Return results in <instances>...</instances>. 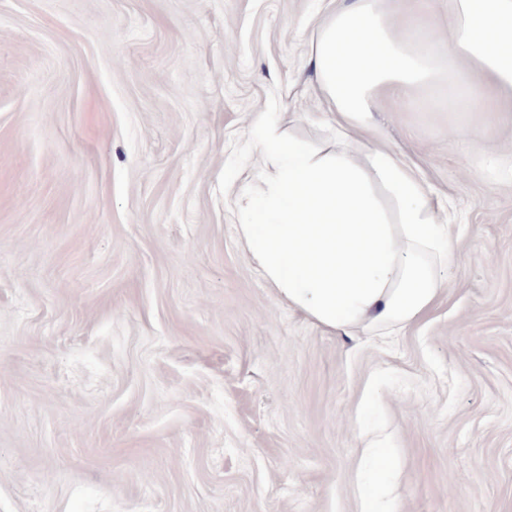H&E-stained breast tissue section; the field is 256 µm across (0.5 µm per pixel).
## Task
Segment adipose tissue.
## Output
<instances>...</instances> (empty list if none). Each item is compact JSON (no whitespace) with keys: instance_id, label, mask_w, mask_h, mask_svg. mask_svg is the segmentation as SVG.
Instances as JSON below:
<instances>
[{"instance_id":"1","label":"adipose tissue","mask_w":512,"mask_h":512,"mask_svg":"<svg viewBox=\"0 0 512 512\" xmlns=\"http://www.w3.org/2000/svg\"><path fill=\"white\" fill-rule=\"evenodd\" d=\"M315 96L346 148L258 147L242 209L254 262L279 296L335 330L393 329L429 310L455 249L447 201L423 168L387 143L377 112H512V0H326L308 42Z\"/></svg>"}]
</instances>
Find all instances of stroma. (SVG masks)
<instances>
[{
    "mask_svg": "<svg viewBox=\"0 0 512 512\" xmlns=\"http://www.w3.org/2000/svg\"><path fill=\"white\" fill-rule=\"evenodd\" d=\"M322 3L0 0V512H512V119L376 114L455 216L391 333L290 307L240 234L253 113L336 147Z\"/></svg>",
    "mask_w": 512,
    "mask_h": 512,
    "instance_id": "obj_1",
    "label": "stroma"
}]
</instances>
